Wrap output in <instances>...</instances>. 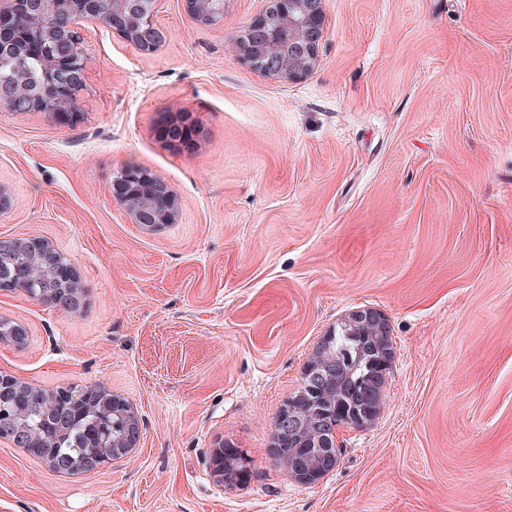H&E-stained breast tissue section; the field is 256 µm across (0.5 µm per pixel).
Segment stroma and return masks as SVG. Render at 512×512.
Returning a JSON list of instances; mask_svg holds the SVG:
<instances>
[{
  "label": "stroma",
  "mask_w": 512,
  "mask_h": 512,
  "mask_svg": "<svg viewBox=\"0 0 512 512\" xmlns=\"http://www.w3.org/2000/svg\"><path fill=\"white\" fill-rule=\"evenodd\" d=\"M264 4L204 26L163 0L150 55L82 23L81 122L0 111V238H44L83 288L75 314L0 292L27 331L0 370L141 418L129 455L75 474L0 441V512H512V0H324L293 81L239 56ZM128 163L171 185L177 223L113 202ZM360 308L395 340L385 402L303 486L268 454L274 421ZM227 438L251 461L236 486L209 467Z\"/></svg>",
  "instance_id": "35a3bbf8"
}]
</instances>
